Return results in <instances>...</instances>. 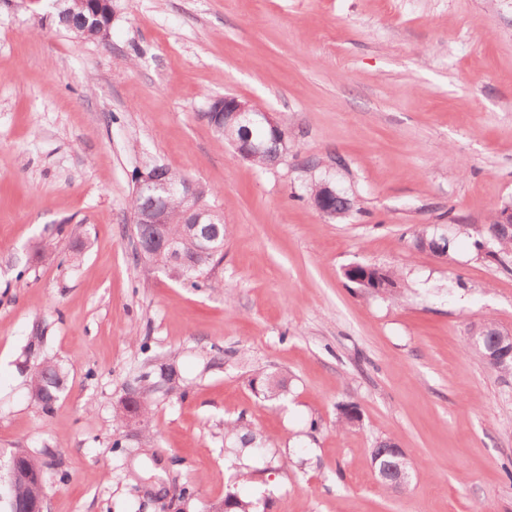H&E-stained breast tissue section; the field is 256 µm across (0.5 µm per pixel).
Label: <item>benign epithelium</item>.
<instances>
[{
    "instance_id": "1",
    "label": "benign epithelium",
    "mask_w": 512,
    "mask_h": 512,
    "mask_svg": "<svg viewBox=\"0 0 512 512\" xmlns=\"http://www.w3.org/2000/svg\"><path fill=\"white\" fill-rule=\"evenodd\" d=\"M203 117L217 129L236 130L239 136L231 140L237 156L251 162L264 152V144L254 139L253 131L262 130L270 136V140L279 146V157L288 153V133L274 113L262 106L241 100L226 94L211 99ZM138 188L147 194V204L132 212L131 223L140 231H153V238L161 249L168 251L173 259L181 260L177 242L163 233L166 223V206L171 196L177 194L185 204L184 223L191 225V233L195 234L202 224H220L222 219L217 210L211 206L201 207L197 203L200 187L191 180L169 181L158 176L151 170L141 175ZM336 198V188L328 181L321 182L319 191L313 197L315 209L321 214H331L332 199ZM494 239L512 236V203L499 209L495 225L491 229ZM396 461L394 472L395 484H400L407 477L406 451L400 447L391 449ZM29 453L25 450L14 451L8 461L5 477H0V487L13 488L17 484L29 482L41 483L45 470H33L29 464ZM5 504V512H45V497L16 498L0 495V504Z\"/></svg>"
}]
</instances>
